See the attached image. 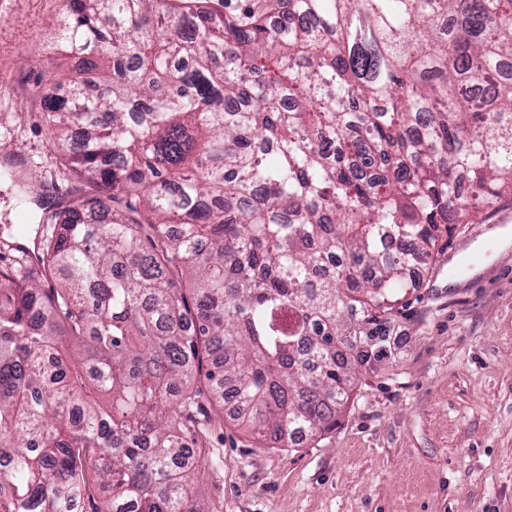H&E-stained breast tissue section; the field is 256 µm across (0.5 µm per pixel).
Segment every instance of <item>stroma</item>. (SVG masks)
<instances>
[{
  "label": "stroma",
  "instance_id": "35a3bbf8",
  "mask_svg": "<svg viewBox=\"0 0 512 512\" xmlns=\"http://www.w3.org/2000/svg\"><path fill=\"white\" fill-rule=\"evenodd\" d=\"M60 0L0 12V240L26 204L79 195L39 105L26 97L55 37ZM42 165L37 177L30 162ZM476 224L428 265L379 361L360 367L335 430L293 447L257 444L204 405L187 424L201 512H512V245L482 251ZM462 279L448 269L465 253Z\"/></svg>",
  "mask_w": 512,
  "mask_h": 512
}]
</instances>
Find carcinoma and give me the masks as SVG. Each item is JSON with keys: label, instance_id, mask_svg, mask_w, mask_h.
Masks as SVG:
<instances>
[{"label": "carcinoma", "instance_id": "carcinoma-1", "mask_svg": "<svg viewBox=\"0 0 512 512\" xmlns=\"http://www.w3.org/2000/svg\"><path fill=\"white\" fill-rule=\"evenodd\" d=\"M62 2L78 77L29 94L85 189L0 245V512H200V386L333 430L411 269L512 197V0ZM279 0H224V14L248 17L250 14H269L282 11Z\"/></svg>", "mask_w": 512, "mask_h": 512}]
</instances>
